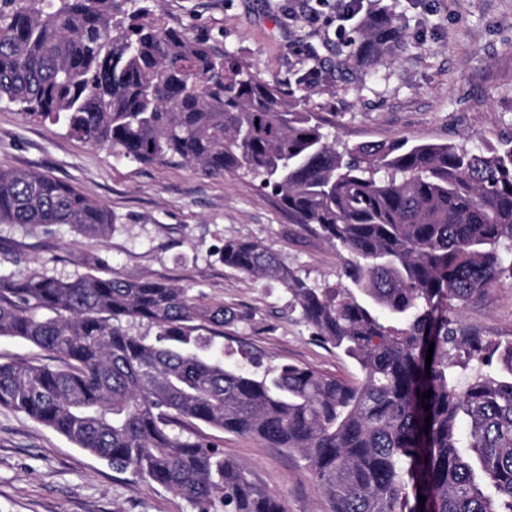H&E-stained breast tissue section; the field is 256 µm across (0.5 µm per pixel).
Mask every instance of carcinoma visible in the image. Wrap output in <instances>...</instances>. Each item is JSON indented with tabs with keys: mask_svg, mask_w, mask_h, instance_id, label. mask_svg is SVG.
Here are the masks:
<instances>
[{
	"mask_svg": "<svg viewBox=\"0 0 512 512\" xmlns=\"http://www.w3.org/2000/svg\"><path fill=\"white\" fill-rule=\"evenodd\" d=\"M147 2L0 0V100L127 159L260 178L295 223L347 252L350 287L308 285L261 242L224 241V266L275 277L360 376L225 365L224 348L193 332L236 315L188 288L0 275V337L60 361L0 362V408L196 512L285 508L216 444L175 432L176 419L300 454L329 512H512V340H486L453 315L512 254V137L501 149L407 139L341 148L278 84L165 25ZM404 38L390 14L371 12L353 56L372 65ZM3 222L112 230L108 208L73 186L1 166ZM124 319L152 323L155 338L129 334Z\"/></svg>",
	"mask_w": 512,
	"mask_h": 512,
	"instance_id": "carcinoma-1",
	"label": "carcinoma"
}]
</instances>
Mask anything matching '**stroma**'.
<instances>
[{"mask_svg": "<svg viewBox=\"0 0 512 512\" xmlns=\"http://www.w3.org/2000/svg\"><path fill=\"white\" fill-rule=\"evenodd\" d=\"M168 26L207 39L281 83L318 113L340 143L419 136L472 149L512 136V0H157ZM383 10L406 47L372 67L358 65L344 40L357 17ZM0 166L64 181L112 213L106 237L66 224H0V275L74 280L92 273L134 276L190 289L237 318L218 337L224 362L294 363L341 379L353 362L318 340L292 295L273 277L224 266L225 240L258 241L318 288L346 285L345 256L310 224L294 223L271 190L246 172L211 177L177 164L114 156L57 126L0 102ZM460 322L490 339H512V276L464 304ZM253 479L287 512H326L322 487L295 453L255 438L182 420ZM0 512H193L179 495L76 448L27 415L0 408Z\"/></svg>", "mask_w": 512, "mask_h": 512, "instance_id": "obj_1", "label": "stroma"}]
</instances>
